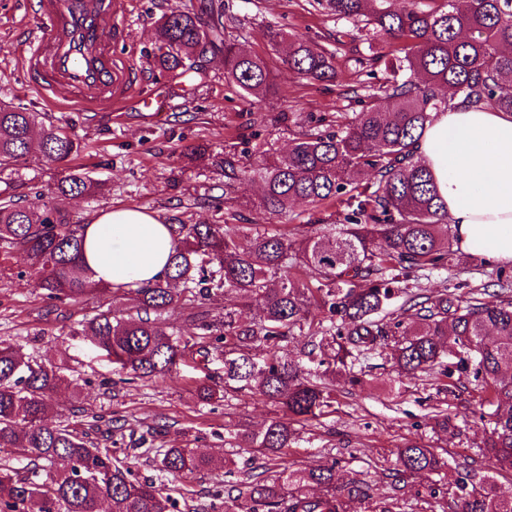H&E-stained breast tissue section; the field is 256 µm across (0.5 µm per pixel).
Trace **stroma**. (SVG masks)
I'll return each instance as SVG.
<instances>
[{
  "label": "stroma",
  "mask_w": 512,
  "mask_h": 512,
  "mask_svg": "<svg viewBox=\"0 0 512 512\" xmlns=\"http://www.w3.org/2000/svg\"><path fill=\"white\" fill-rule=\"evenodd\" d=\"M26 2L0 0V101L45 113L84 143L76 163L103 188L92 196L57 199V206L73 219L85 222L104 209L125 205L148 209L167 224H257L274 230L287 223L296 238L301 225L339 222L341 209L333 203H297L285 217L264 212L252 205L259 185L248 181L237 185L221 209H214L210 200L223 194L224 174L188 149L200 145L213 154L229 150L248 166L264 154L285 152L296 134L327 128L339 117L353 119L368 104L363 87L379 86L387 73L383 65L365 64L368 48L347 36L346 22L310 6L309 0H224L227 38L264 57L277 75L274 93L252 102L225 81L221 58L209 59L207 84L193 93L186 81L154 63V26L161 13L169 7L191 6L194 0H130L129 12L119 24L123 36L113 43L112 53L142 73L137 91L166 95L169 107L159 116L130 103L116 112H87L51 105L24 81L20 58L28 31L40 23ZM272 28L303 35L334 53L338 80L316 83L285 73L269 42ZM61 171V165L28 157L15 172L0 177V193L32 202L36 191L53 184ZM10 265V275L0 278V341L21 346L27 358L61 367L79 386L78 393L63 390L55 396L52 419L88 428L93 438L119 454L155 427V448L188 446L217 460L231 452L240 461L252 457V449H230L225 433L260 427L274 417L275 407L248 393L209 404L193 394L204 376L223 381L221 352H214L206 363L186 361L168 374L114 389L113 381L122 375L119 365L103 349L77 336L76 329L95 309L122 310L121 294L102 293L91 305L53 303L38 288V275L25 257L12 254ZM361 367L367 374L365 388L351 392L337 383L335 413L301 430L288 455L290 464L338 460L345 470L381 492H396L410 506L434 481L457 479L465 461L474 458L481 474L495 477L501 491H512V476L497 474L480 452L484 433L472 417L479 406V388L472 385L454 396L437 393L429 382L411 380L392 395L381 356H369ZM436 406L447 409L451 433L435 434L428 427ZM418 437L436 448L446 467L410 480L407 486L392 487L399 468L398 446ZM224 480L220 467L197 471L185 480L166 478V485L177 491L174 512H237L224 492Z\"/></svg>",
  "instance_id": "obj_1"
}]
</instances>
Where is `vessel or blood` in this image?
I'll use <instances>...</instances> for the list:
<instances>
[{"label": "vessel or blood", "instance_id": "b4317fda", "mask_svg": "<svg viewBox=\"0 0 512 512\" xmlns=\"http://www.w3.org/2000/svg\"><path fill=\"white\" fill-rule=\"evenodd\" d=\"M42 19L21 59L54 102L100 112L126 102L136 78L100 33L102 16H126V0H35Z\"/></svg>", "mask_w": 512, "mask_h": 512}]
</instances>
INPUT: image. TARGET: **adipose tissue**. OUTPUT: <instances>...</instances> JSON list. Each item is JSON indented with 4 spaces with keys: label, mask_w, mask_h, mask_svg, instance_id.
<instances>
[{
    "label": "adipose tissue",
    "mask_w": 512,
    "mask_h": 512,
    "mask_svg": "<svg viewBox=\"0 0 512 512\" xmlns=\"http://www.w3.org/2000/svg\"><path fill=\"white\" fill-rule=\"evenodd\" d=\"M418 153L447 204L458 247L512 262V114L449 104L433 113ZM84 236L94 280L115 289L154 283L174 247L167 225L139 207L95 214Z\"/></svg>",
    "instance_id": "ef3b65f1"
}]
</instances>
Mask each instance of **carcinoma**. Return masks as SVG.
Wrapping results in <instances>:
<instances>
[{
	"label": "carcinoma",
	"instance_id": "cac0c4a2",
	"mask_svg": "<svg viewBox=\"0 0 512 512\" xmlns=\"http://www.w3.org/2000/svg\"><path fill=\"white\" fill-rule=\"evenodd\" d=\"M339 20L371 44H406L400 70L369 94L372 104L346 123L300 133L288 152L242 169L230 151L213 156L224 170V193L241 180L259 181L260 204L286 215L298 201L345 205L341 224H311L300 240L288 233H246L243 224L170 225L175 246L152 285L123 291L120 314L99 311L80 335L112 356L133 383L172 371L186 359H207L223 349L224 385L195 386L201 402L247 391L280 408L261 427L228 436L232 448H252L266 462L242 467L224 457V473L242 478L227 494L245 512H405L395 496H380L366 481L340 474L338 462L292 469L286 462L298 431L334 412L336 377L363 384L355 362L375 352L392 371L428 377L454 393L472 377L485 393L478 420L482 454L512 473V274L500 269L491 285L463 299L446 288L421 289L427 272L459 266L453 225L418 143L431 112L458 101L512 113V0H326ZM224 4L199 0L189 11L171 8L155 30L156 63L196 88L202 62L224 54V77L249 97L275 86L268 61L240 50L224 35ZM285 70L313 82L338 78L333 54L309 40L272 30ZM82 141L46 114L0 102V175L29 154L48 162L77 158ZM103 184L73 169L36 201L0 194V243L25 253L47 298L88 301L101 285L84 260V225L55 208L52 196H92ZM298 268L302 275H292ZM224 300L216 316L205 309ZM259 313L241 317L239 300ZM180 311L196 326L190 338L171 321ZM307 339V356L326 366L310 377L294 363L292 344ZM73 381L54 368L32 364L14 345L0 342V449L21 448L22 475L0 456V512H172L175 501L152 480L132 478L128 465L69 424L49 419L53 395ZM400 476L434 472L445 462L421 438L397 450ZM159 471L183 479L214 466L193 448L158 450ZM441 500L442 512H512V493L476 482L466 470L454 485L430 486L422 501Z\"/></svg>",
	"mask_w": 512,
	"mask_h": 512
}]
</instances>
